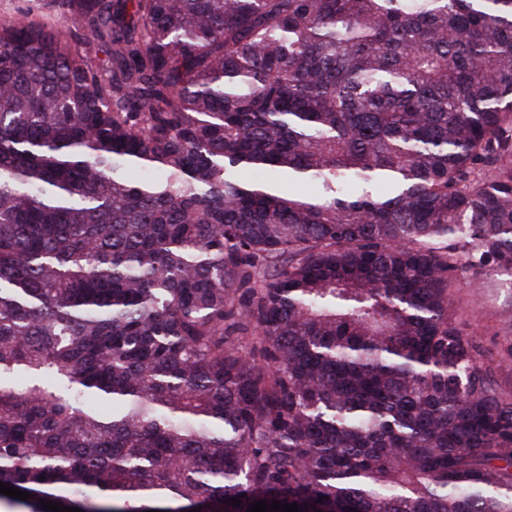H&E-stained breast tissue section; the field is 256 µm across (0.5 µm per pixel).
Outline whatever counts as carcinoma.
Returning a JSON list of instances; mask_svg holds the SVG:
<instances>
[{"label":"carcinoma","mask_w":512,"mask_h":512,"mask_svg":"<svg viewBox=\"0 0 512 512\" xmlns=\"http://www.w3.org/2000/svg\"><path fill=\"white\" fill-rule=\"evenodd\" d=\"M51 8L0 18V512H512L448 302L512 288V0Z\"/></svg>","instance_id":"1"}]
</instances>
